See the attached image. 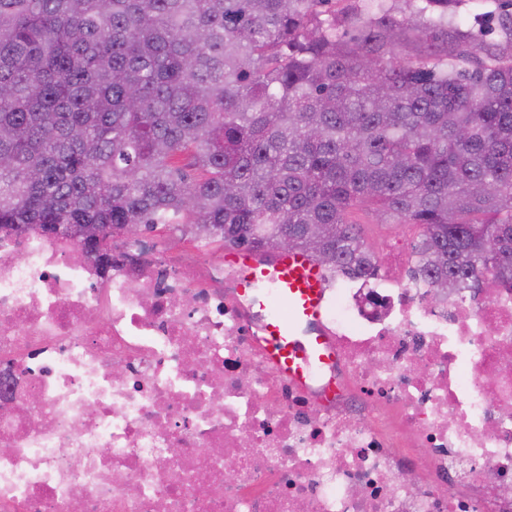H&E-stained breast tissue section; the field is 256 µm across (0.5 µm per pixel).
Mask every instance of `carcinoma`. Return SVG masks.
<instances>
[{"instance_id": "cac0c4a2", "label": "carcinoma", "mask_w": 512, "mask_h": 512, "mask_svg": "<svg viewBox=\"0 0 512 512\" xmlns=\"http://www.w3.org/2000/svg\"><path fill=\"white\" fill-rule=\"evenodd\" d=\"M333 2L0 0V228L287 240L367 278L364 205L419 227L435 291L511 283L512 12L490 49L457 0Z\"/></svg>"}]
</instances>
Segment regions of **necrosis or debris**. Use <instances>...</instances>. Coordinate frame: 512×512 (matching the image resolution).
<instances>
[{
  "label": "necrosis or debris",
  "mask_w": 512,
  "mask_h": 512,
  "mask_svg": "<svg viewBox=\"0 0 512 512\" xmlns=\"http://www.w3.org/2000/svg\"><path fill=\"white\" fill-rule=\"evenodd\" d=\"M75 249L0 231V512H512V285L338 277L300 386L236 270Z\"/></svg>",
  "instance_id": "necrosis-or-debris-1"
}]
</instances>
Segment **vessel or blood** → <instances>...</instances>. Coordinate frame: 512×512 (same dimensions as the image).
<instances>
[{"label": "vessel or blood", "instance_id": "b4317fda", "mask_svg": "<svg viewBox=\"0 0 512 512\" xmlns=\"http://www.w3.org/2000/svg\"><path fill=\"white\" fill-rule=\"evenodd\" d=\"M226 260L239 271L241 297L269 286L276 290V301L285 305L284 311L271 312L264 327L263 350L275 370L301 384L315 365L335 362L329 339L318 327L327 277L312 257L303 252L270 257L233 252Z\"/></svg>", "mask_w": 512, "mask_h": 512}]
</instances>
